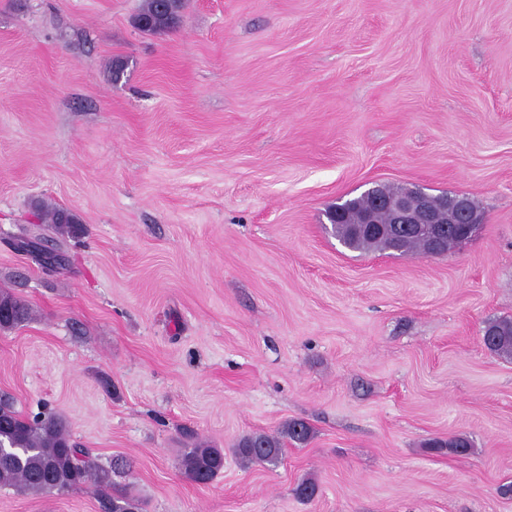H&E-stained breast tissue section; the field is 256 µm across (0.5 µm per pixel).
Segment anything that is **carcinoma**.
I'll return each instance as SVG.
<instances>
[{"mask_svg": "<svg viewBox=\"0 0 512 512\" xmlns=\"http://www.w3.org/2000/svg\"><path fill=\"white\" fill-rule=\"evenodd\" d=\"M185 0H144L136 16V27L145 33L169 31L179 26ZM45 223L62 235L76 238L84 232L79 217L51 204L41 205ZM336 239L346 248L358 251L396 252L409 255L425 252L424 242L413 235H355L348 224L333 226ZM32 315L29 305L13 292L0 290V331L13 330ZM483 341L492 352L512 358V318L489 323ZM312 437L310 427L301 422L288 423L277 436L254 433L241 438L235 455L246 465L272 464L280 459L284 442L306 443ZM0 487H13L31 495H65L91 481L102 491L103 507L109 512H142L143 502L131 492L118 488L113 476L122 467L117 461L106 467L82 458L83 450L72 440L65 419L43 414L32 419L20 415L8 398L0 399ZM428 447L448 449L465 455L471 442L464 436L432 440ZM180 466L184 476L194 483L208 484L224 470V451L201 441L182 451Z\"/></svg>", "mask_w": 512, "mask_h": 512, "instance_id": "carcinoma-1", "label": "carcinoma"}]
</instances>
